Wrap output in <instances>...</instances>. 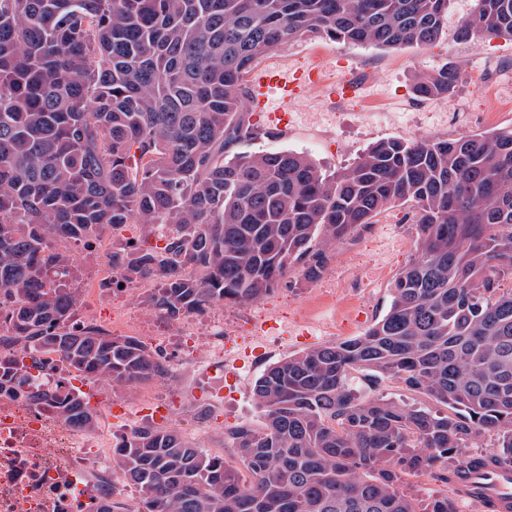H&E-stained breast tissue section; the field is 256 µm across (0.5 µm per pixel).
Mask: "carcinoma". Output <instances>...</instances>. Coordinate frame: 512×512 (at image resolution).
Wrapping results in <instances>:
<instances>
[{"instance_id": "cac0c4a2", "label": "carcinoma", "mask_w": 512, "mask_h": 512, "mask_svg": "<svg viewBox=\"0 0 512 512\" xmlns=\"http://www.w3.org/2000/svg\"><path fill=\"white\" fill-rule=\"evenodd\" d=\"M448 2L0 0L1 341L114 388L163 380L166 360L138 338L68 327L80 292L62 281L60 242L141 225L112 247V275L154 283L145 304L177 321L261 300L290 274L317 280L336 243L412 203L416 254L388 311L265 369L262 424L230 431L241 467L164 425L112 449L140 512H456L410 478L512 469V130L382 139L338 173L290 150L235 151L265 136L247 109L258 57L307 36L430 45ZM460 35L512 39V0H476ZM458 79L446 65L414 93ZM388 380L425 401L378 393ZM57 412L86 431L98 419L79 390Z\"/></svg>"}]
</instances>
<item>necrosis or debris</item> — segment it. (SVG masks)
<instances>
[{"label": "necrosis or debris", "mask_w": 512, "mask_h": 512, "mask_svg": "<svg viewBox=\"0 0 512 512\" xmlns=\"http://www.w3.org/2000/svg\"><path fill=\"white\" fill-rule=\"evenodd\" d=\"M45 390L41 402L16 389V364ZM78 387L97 413H110L100 390L62 364L55 353L0 344V512H90L112 486L107 464L122 431L92 433L58 418L55 405Z\"/></svg>", "instance_id": "necrosis-or-debris-1"}]
</instances>
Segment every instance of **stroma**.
<instances>
[{"label": "stroma", "mask_w": 512, "mask_h": 512, "mask_svg": "<svg viewBox=\"0 0 512 512\" xmlns=\"http://www.w3.org/2000/svg\"><path fill=\"white\" fill-rule=\"evenodd\" d=\"M474 0H452L443 35L426 47L377 48L304 37L261 56L257 68L319 69L327 84L351 85L337 98L325 88L304 92L294 104L288 132L244 143L248 152L291 149L329 170L356 162L369 144L384 138H455L512 129V40L486 36L461 41L456 31ZM458 66L452 94L416 96L417 79L443 66ZM416 226L409 205L387 206L373 224L337 245L322 276L308 283L288 278L265 298L224 307V320L237 336H255L260 355L238 352L237 381L227 386L224 368L196 363L192 349L175 341L166 357L170 375L150 382L155 398L180 401L182 416L196 424L200 448L238 465L232 428L260 424L252 386L285 356L324 343L362 335L389 308L391 284L415 253Z\"/></svg>", "instance_id": "1"}]
</instances>
